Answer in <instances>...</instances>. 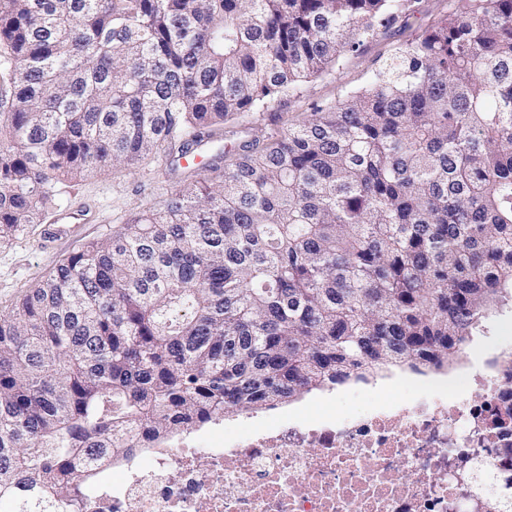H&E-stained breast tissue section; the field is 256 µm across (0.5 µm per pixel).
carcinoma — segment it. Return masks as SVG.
<instances>
[{"mask_svg":"<svg viewBox=\"0 0 512 512\" xmlns=\"http://www.w3.org/2000/svg\"><path fill=\"white\" fill-rule=\"evenodd\" d=\"M409 0H0V243L338 63ZM0 311V512H78L135 448L388 364L512 298V0H450L369 85L213 156Z\"/></svg>","mask_w":512,"mask_h":512,"instance_id":"cac0c4a2","label":"carcinoma"}]
</instances>
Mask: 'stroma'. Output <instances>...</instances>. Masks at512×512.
<instances>
[{
	"label": "stroma",
	"mask_w": 512,
	"mask_h": 512,
	"mask_svg": "<svg viewBox=\"0 0 512 512\" xmlns=\"http://www.w3.org/2000/svg\"><path fill=\"white\" fill-rule=\"evenodd\" d=\"M448 0H412L408 21L378 28L363 38L356 51L345 53L321 75L296 89L258 105L226 122L223 141L234 145L256 138L269 141L283 128L302 122L311 112L343 101L371 79L373 73L408 40L421 36L446 13ZM198 180L185 165L171 164L158 153L134 168L117 167L86 180L58 183L59 209L48 225L35 224L17 239L0 245V310H11L55 265L87 243L105 240L144 211ZM512 348V301L494 310L481 335L471 337L455 362L444 372L427 371L426 380L448 378L449 393L464 391L466 367ZM417 383L406 367L391 368L369 381L350 380L312 391L303 397L257 412L226 416L217 425L197 431V438H221L239 429L271 430V418L302 423L332 410L356 413L374 405L396 404L413 395Z\"/></svg>",
	"instance_id": "obj_1"
}]
</instances>
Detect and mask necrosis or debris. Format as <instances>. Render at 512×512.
<instances>
[{"label": "necrosis or debris", "instance_id": "1", "mask_svg": "<svg viewBox=\"0 0 512 512\" xmlns=\"http://www.w3.org/2000/svg\"><path fill=\"white\" fill-rule=\"evenodd\" d=\"M471 385L467 398L427 389L367 415L151 451L115 488H88L80 512H454L465 492L497 512L506 473L492 451L512 447L496 431L512 371L495 362Z\"/></svg>", "mask_w": 512, "mask_h": 512}]
</instances>
